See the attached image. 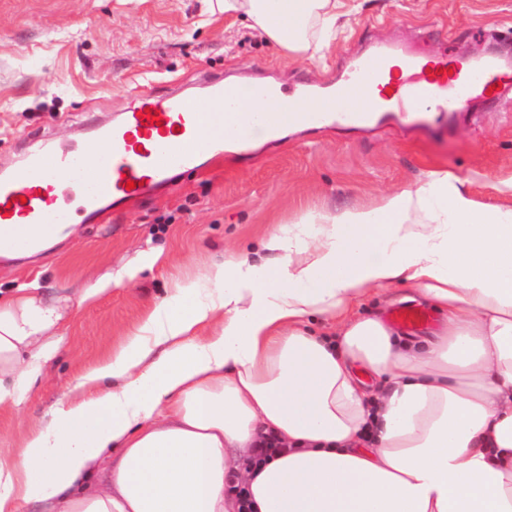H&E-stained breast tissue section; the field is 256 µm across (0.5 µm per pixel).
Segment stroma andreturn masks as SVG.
I'll use <instances>...</instances> for the list:
<instances>
[{
  "mask_svg": "<svg viewBox=\"0 0 512 512\" xmlns=\"http://www.w3.org/2000/svg\"><path fill=\"white\" fill-rule=\"evenodd\" d=\"M343 2L351 26L315 64L284 54L236 15L204 11L200 0H0V163L17 159L42 131L60 139L79 124L111 120L136 86L162 93L205 71L332 83L351 57L378 41L512 59V0ZM437 169L468 179L480 205L512 207V192L500 189L512 176V94L477 101L459 123L432 112L406 131L388 115L368 131H289L205 163L163 198L81 225L75 248L54 261L1 266L0 286L32 288L50 301L63 289L91 287L106 269L133 264L140 251L162 252L132 284L73 310L57 358L18 408L0 412V448L17 446L76 377L118 350L175 281L252 251L306 213L377 204Z\"/></svg>",
  "mask_w": 512,
  "mask_h": 512,
  "instance_id": "35a3bbf8",
  "label": "stroma"
}]
</instances>
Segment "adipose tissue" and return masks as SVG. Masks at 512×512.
Returning <instances> with one entry per match:
<instances>
[{"instance_id":"adipose-tissue-1","label":"adipose tissue","mask_w":512,"mask_h":512,"mask_svg":"<svg viewBox=\"0 0 512 512\" xmlns=\"http://www.w3.org/2000/svg\"><path fill=\"white\" fill-rule=\"evenodd\" d=\"M208 3L315 57L349 24L342 0ZM261 247L262 264L238 256L176 283L0 449V512H512V208L480 207L434 170ZM160 257L140 252L76 302ZM395 284L433 303L435 335L405 342L356 312ZM66 316L62 300L0 290V411L60 352ZM313 317L334 331L308 329ZM268 437L278 450H261Z\"/></svg>"}]
</instances>
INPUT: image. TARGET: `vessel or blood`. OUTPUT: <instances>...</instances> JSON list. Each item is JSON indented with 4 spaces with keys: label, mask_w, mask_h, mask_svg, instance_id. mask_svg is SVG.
Segmentation results:
<instances>
[{
    "label": "vessel or blood",
    "mask_w": 512,
    "mask_h": 512,
    "mask_svg": "<svg viewBox=\"0 0 512 512\" xmlns=\"http://www.w3.org/2000/svg\"><path fill=\"white\" fill-rule=\"evenodd\" d=\"M399 58L409 78H387V65ZM512 64L438 54L429 58L393 44L376 45L322 91L311 83L284 91L263 83H227L202 76L195 95L135 90L133 104L108 123L88 129L95 151L78 140L30 146L17 165L0 169V251L37 245L46 227L96 221L134 198L172 190L204 160L223 155L225 141L245 148L276 123L364 128L379 112L416 113L428 105L466 112L473 99L496 98ZM317 106H310V99ZM360 98L370 108L357 107ZM276 100L277 112H240L242 100Z\"/></svg>",
    "instance_id": "b4317fda"
}]
</instances>
